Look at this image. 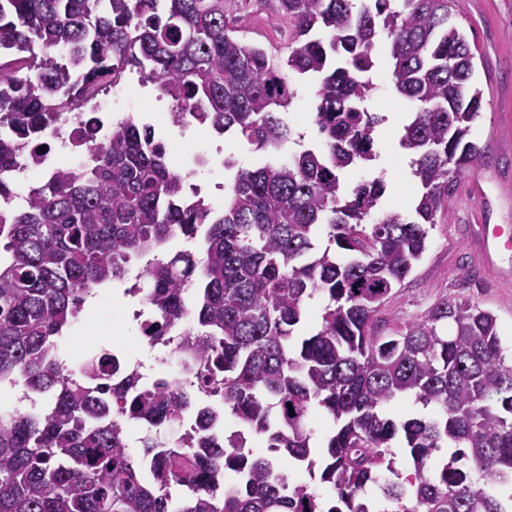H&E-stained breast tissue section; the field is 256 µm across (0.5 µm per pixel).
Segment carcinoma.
<instances>
[{
  "mask_svg": "<svg viewBox=\"0 0 512 512\" xmlns=\"http://www.w3.org/2000/svg\"><path fill=\"white\" fill-rule=\"evenodd\" d=\"M239 11V0H0V170L53 129L90 154L0 220V389L21 374L50 399L38 417L0 410V512H375L371 484L394 512H512V492L500 493L512 489V357L496 316L444 299L389 336L376 319L424 254L457 176L487 160L470 139L483 109L475 54L448 23V0H279L297 43L286 56L244 38ZM384 57L414 107L401 136L421 189L411 220L372 219L381 178L342 187L343 172L375 159L384 118L365 102ZM129 73L183 120L268 155L291 140L294 79L314 77L325 150L257 168L224 161L217 211L170 170L151 124L120 120L107 146L81 116L59 127ZM176 237L202 239V251L152 259L145 284L129 288L154 307L148 344L189 317L182 349L197 399L306 465L331 485L329 503L246 450L241 431L154 437L193 401L163 381L144 385L137 364L105 351L83 359L77 379L62 372L60 341L87 296ZM317 293L328 303L295 350ZM399 397L429 413L395 422L385 408ZM315 405L334 422L320 448L307 426ZM132 423L145 427L138 455L121 431ZM399 433L413 465L403 477L390 449Z\"/></svg>",
  "mask_w": 512,
  "mask_h": 512,
  "instance_id": "1",
  "label": "carcinoma"
}]
</instances>
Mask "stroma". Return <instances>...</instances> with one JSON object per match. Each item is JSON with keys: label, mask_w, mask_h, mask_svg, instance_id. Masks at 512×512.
Listing matches in <instances>:
<instances>
[{"label": "stroma", "mask_w": 512, "mask_h": 512, "mask_svg": "<svg viewBox=\"0 0 512 512\" xmlns=\"http://www.w3.org/2000/svg\"><path fill=\"white\" fill-rule=\"evenodd\" d=\"M276 2L247 0L243 4L240 21L248 39L291 43L292 31L281 26ZM450 22L476 47L473 85L483 92L484 108L472 125L471 138L482 145L491 144L488 171L512 177V0H455ZM168 107V102L157 101L154 90L137 85L125 88L112 100L117 116L148 119L169 155H181L190 146L199 150L213 145L212 129L196 126L194 136L188 138L179 128L163 123L161 114ZM398 149V135L378 128L376 160L350 171L345 186L350 189L358 182L383 177L387 191L380 212L396 211L408 218L414 214L418 185L407 181ZM473 177L470 171L459 174L450 208L430 229L423 257L382 306L383 332L415 321L441 299L464 297L496 315L502 342L512 348V249L501 251L490 261L480 249L483 228L512 229V193L484 183L487 203L482 209H471L465 199ZM99 296L100 304L84 309L75 321L63 344L65 352L107 348L117 353L133 345L136 360L151 365L158 376L171 374V363L161 349L139 343L126 298L108 288L101 289Z\"/></svg>", "instance_id": "obj_1"}]
</instances>
